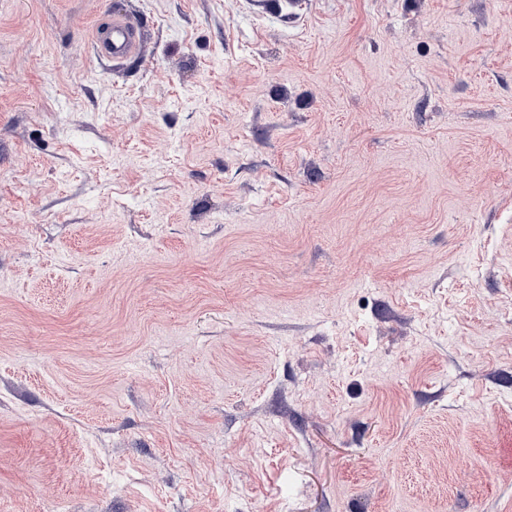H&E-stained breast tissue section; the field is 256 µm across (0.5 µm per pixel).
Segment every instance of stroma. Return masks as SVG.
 Masks as SVG:
<instances>
[{
	"instance_id": "obj_1",
	"label": "stroma",
	"mask_w": 512,
	"mask_h": 512,
	"mask_svg": "<svg viewBox=\"0 0 512 512\" xmlns=\"http://www.w3.org/2000/svg\"><path fill=\"white\" fill-rule=\"evenodd\" d=\"M0 512H512V0H0ZM94 47L98 55L106 56L114 64H122L141 52L142 35L128 19L115 15L105 28L99 24L95 28Z\"/></svg>"
}]
</instances>
